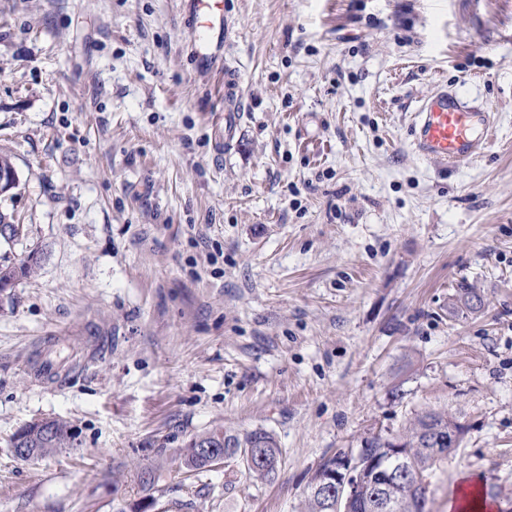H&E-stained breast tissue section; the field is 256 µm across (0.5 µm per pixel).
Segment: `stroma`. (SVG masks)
<instances>
[{"label": "stroma", "instance_id": "35a3bbf8", "mask_svg": "<svg viewBox=\"0 0 512 512\" xmlns=\"http://www.w3.org/2000/svg\"><path fill=\"white\" fill-rule=\"evenodd\" d=\"M226 9L233 41L201 71L178 0H0L20 180L0 209L31 229L0 264L42 251L0 292V512H304L324 459L431 410L463 435L430 512L464 472L512 512V0ZM438 87L497 114L452 170L410 147ZM463 282L480 313L449 312ZM44 418L78 444L17 459L13 434ZM215 429L273 434L275 477L237 456L185 472Z\"/></svg>", "mask_w": 512, "mask_h": 512}]
</instances>
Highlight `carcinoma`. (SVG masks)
<instances>
[{"label":"carcinoma","mask_w":512,"mask_h":512,"mask_svg":"<svg viewBox=\"0 0 512 512\" xmlns=\"http://www.w3.org/2000/svg\"><path fill=\"white\" fill-rule=\"evenodd\" d=\"M11 229V236L0 234V242L13 245L28 235V225L17 224L13 216L0 211V227ZM41 260V253L33 248L29 251L26 261L20 267L0 266V285H13L20 277H31L36 272ZM457 427V422L449 415L438 412H427L417 418L409 430L400 436V450H395L391 438L380 434L366 440L363 462L373 463L365 474L366 502L380 494L375 471L381 466H389L395 462V453H400L406 461L408 472L399 479L395 492V506L390 512H430L428 504L427 478L433 465L448 454L450 447L446 443H438L436 439L448 434V429ZM19 441L18 447L30 448L38 457L49 455L60 448H71L78 442V434L69 423L62 419H45L33 422L21 428L13 435ZM213 444L224 449V453L232 457L240 448H257L263 461L251 468L257 477L270 479L275 476L280 462V448L269 432L259 429L250 432L244 438L222 432H209L192 437L183 453L182 465L187 469L203 470L207 464L203 457L193 451L197 442Z\"/></svg>","instance_id":"1"}]
</instances>
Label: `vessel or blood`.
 <instances>
[{"label":"vessel or blood","instance_id":"vessel-or-blood-1","mask_svg":"<svg viewBox=\"0 0 512 512\" xmlns=\"http://www.w3.org/2000/svg\"><path fill=\"white\" fill-rule=\"evenodd\" d=\"M181 5L197 67L211 69L231 35L224 0H181ZM495 128L494 113L469 108L454 92L440 89L425 97L414 114L411 146L418 155L453 167L481 156Z\"/></svg>","mask_w":512,"mask_h":512}]
</instances>
